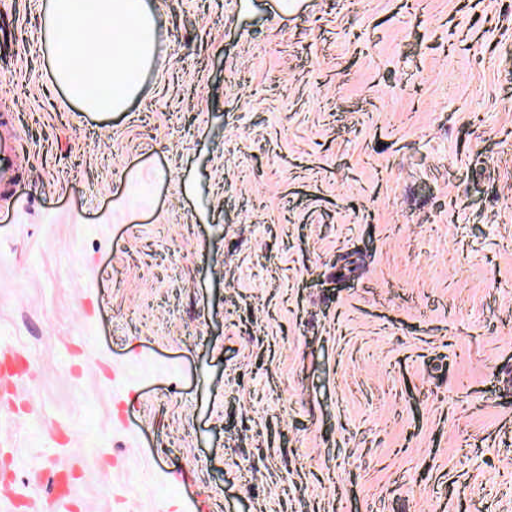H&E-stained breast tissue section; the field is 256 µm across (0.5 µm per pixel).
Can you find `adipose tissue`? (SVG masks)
Wrapping results in <instances>:
<instances>
[{
	"label": "adipose tissue",
	"mask_w": 512,
	"mask_h": 512,
	"mask_svg": "<svg viewBox=\"0 0 512 512\" xmlns=\"http://www.w3.org/2000/svg\"><path fill=\"white\" fill-rule=\"evenodd\" d=\"M38 9L55 81L89 111L125 110L158 50L156 17L145 0H40ZM66 28L88 33L80 50L62 40ZM90 81L103 93H87Z\"/></svg>",
	"instance_id": "ef3b65f1"
}]
</instances>
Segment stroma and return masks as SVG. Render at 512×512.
I'll return each instance as SVG.
<instances>
[{
	"mask_svg": "<svg viewBox=\"0 0 512 512\" xmlns=\"http://www.w3.org/2000/svg\"><path fill=\"white\" fill-rule=\"evenodd\" d=\"M122 112L0 0V512H512V0H151ZM19 170V153L10 141L0 142V183L10 184Z\"/></svg>",
	"mask_w": 512,
	"mask_h": 512,
	"instance_id": "35a3bbf8",
	"label": "stroma"
}]
</instances>
